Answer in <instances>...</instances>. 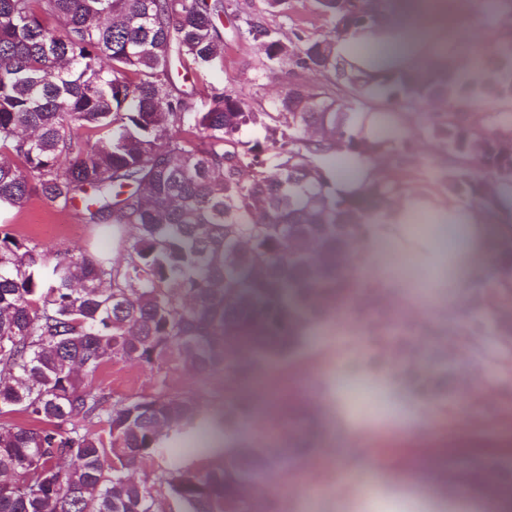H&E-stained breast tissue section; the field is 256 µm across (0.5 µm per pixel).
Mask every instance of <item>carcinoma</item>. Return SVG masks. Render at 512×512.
Returning <instances> with one entry per match:
<instances>
[{
	"label": "carcinoma",
	"mask_w": 512,
	"mask_h": 512,
	"mask_svg": "<svg viewBox=\"0 0 512 512\" xmlns=\"http://www.w3.org/2000/svg\"><path fill=\"white\" fill-rule=\"evenodd\" d=\"M319 5L331 22L319 37L285 43L260 21L245 34L269 64L356 93L512 102L511 42L493 67L380 76L353 57L403 3ZM223 13V0H0V209L33 195L58 210L79 202L85 223L112 228L118 252L0 238V512H155L160 494L175 512H257L243 491L278 463L236 444L252 414L236 384L293 352L345 296L337 257L420 207L384 169L341 186L398 144L381 123L364 129L356 101L290 83L253 109L208 81L224 67ZM177 65L206 86L202 99L175 89ZM432 136L468 162L448 172V195L486 212L512 206V143L450 123ZM501 274L511 291V252ZM110 362L148 370L157 389L92 387ZM180 368L224 377V454L197 470L165 458L201 414L166 388Z\"/></svg>",
	"instance_id": "obj_1"
}]
</instances>
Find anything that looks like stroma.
Segmentation results:
<instances>
[{"instance_id":"1","label":"stroma","mask_w":512,"mask_h":512,"mask_svg":"<svg viewBox=\"0 0 512 512\" xmlns=\"http://www.w3.org/2000/svg\"><path fill=\"white\" fill-rule=\"evenodd\" d=\"M512 0H433L425 55L460 64L490 60L497 52ZM279 31L318 36L329 19L316 0H224L223 83L250 106L266 105L287 82L325 85L322 76L298 71L261 76L259 45L239 36L244 19ZM368 120L394 127L402 144L383 161L409 187L429 190L445 209L443 184L453 164L431 138L432 128L454 122L479 134L512 137V106L492 99L428 110L364 95ZM32 242L69 251L111 250L112 236L84 223L79 208L65 211L29 198L0 211V226ZM485 280L465 289L432 272L431 240L395 224L386 245L420 255L421 279L413 283L380 256L364 269L338 311L315 325L288 358L263 366L247 391L253 417L240 437L287 458L285 478L268 481L272 498H287L288 512H512V500L487 497L478 487L440 489L435 469L493 467L512 488V292L498 288L499 254L512 250V220H487ZM362 376L381 402H352L341 381ZM156 379L130 363H111L93 382L115 395L153 392ZM167 385L178 394L209 395L204 411L224 399V381L183 370ZM451 456H442V449Z\"/></svg>"}]
</instances>
